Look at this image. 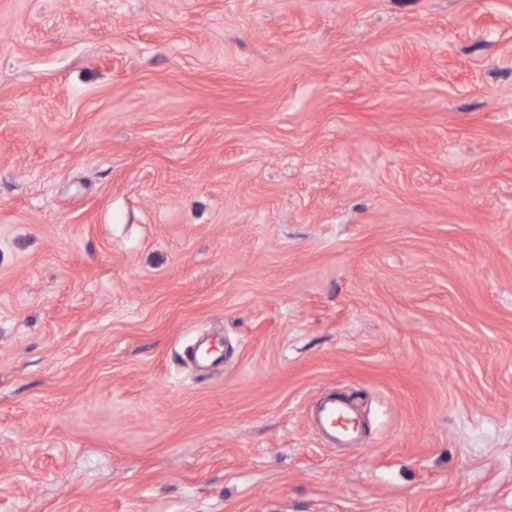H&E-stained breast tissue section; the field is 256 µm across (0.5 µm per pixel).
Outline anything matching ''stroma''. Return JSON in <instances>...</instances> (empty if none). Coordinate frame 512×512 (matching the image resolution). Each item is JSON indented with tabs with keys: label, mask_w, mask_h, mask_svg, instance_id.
Returning a JSON list of instances; mask_svg holds the SVG:
<instances>
[{
	"label": "stroma",
	"mask_w": 512,
	"mask_h": 512,
	"mask_svg": "<svg viewBox=\"0 0 512 512\" xmlns=\"http://www.w3.org/2000/svg\"><path fill=\"white\" fill-rule=\"evenodd\" d=\"M0 512H512V0H0Z\"/></svg>",
	"instance_id": "stroma-1"
}]
</instances>
